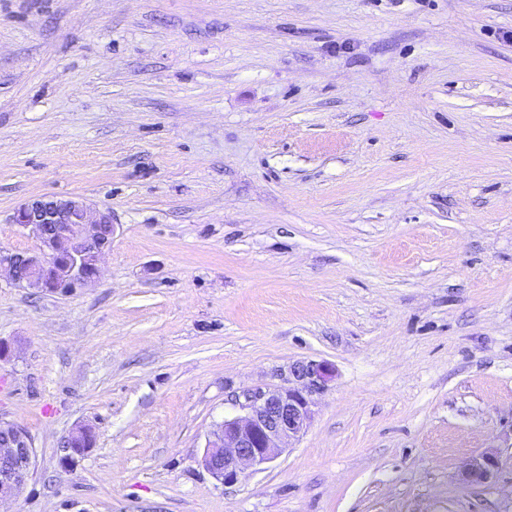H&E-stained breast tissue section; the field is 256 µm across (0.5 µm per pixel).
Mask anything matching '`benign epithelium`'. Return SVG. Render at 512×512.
<instances>
[{
	"instance_id": "7a95c632",
	"label": "benign epithelium",
	"mask_w": 512,
	"mask_h": 512,
	"mask_svg": "<svg viewBox=\"0 0 512 512\" xmlns=\"http://www.w3.org/2000/svg\"><path fill=\"white\" fill-rule=\"evenodd\" d=\"M12 223L27 229L36 240L25 251L0 249V273L17 288L36 293L68 294L95 282L99 262L111 249L117 225L112 212L82 197L35 198L21 204ZM326 361H298L290 367L288 384L269 391L247 392L237 405L243 416L226 418L210 432L199 464L216 480L235 485L246 470L272 462L285 443L305 433L314 415L316 398L334 377ZM83 439L93 443L92 430L74 429L63 440L69 463L85 452L74 447ZM35 448L28 436L0 422V504L18 498L35 468ZM502 466L494 450L473 455L461 472L468 484L493 483Z\"/></svg>"
}]
</instances>
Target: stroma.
Wrapping results in <instances>:
<instances>
[{
  "label": "stroma",
  "instance_id": "1",
  "mask_svg": "<svg viewBox=\"0 0 512 512\" xmlns=\"http://www.w3.org/2000/svg\"><path fill=\"white\" fill-rule=\"evenodd\" d=\"M510 30L512 0H0V248L34 197L118 226L85 288L0 280L36 451L6 512H512ZM300 360L336 369L306 432L217 482L214 425ZM75 439H83L85 440L88 445L86 448H74V441ZM94 436L92 434V430L89 427L86 426H79L76 429H74L68 436H66L63 440V448L66 449L68 452L67 455L64 457L63 462L69 463L76 455L83 454L93 443ZM501 466L502 459L497 451L484 450L468 460L461 477L468 484L488 485L496 480Z\"/></svg>",
  "mask_w": 512,
  "mask_h": 512
}]
</instances>
